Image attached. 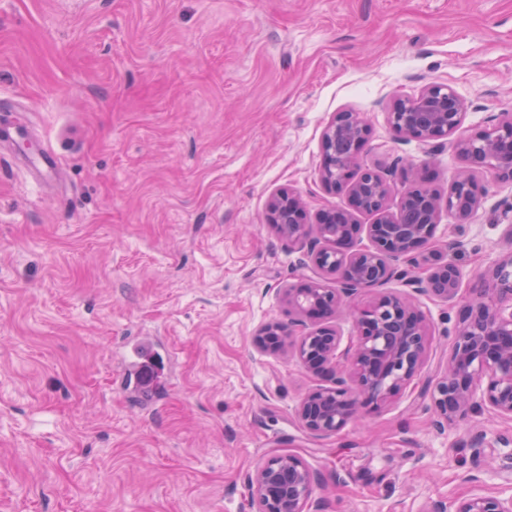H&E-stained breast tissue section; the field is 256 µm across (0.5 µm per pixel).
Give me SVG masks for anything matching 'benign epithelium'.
<instances>
[{
    "label": "benign epithelium",
    "mask_w": 512,
    "mask_h": 512,
    "mask_svg": "<svg viewBox=\"0 0 512 512\" xmlns=\"http://www.w3.org/2000/svg\"><path fill=\"white\" fill-rule=\"evenodd\" d=\"M465 109V100L453 88L432 83L414 96L394 100L387 121L397 134L423 145L447 139L470 169L512 180V113H502L489 130L460 136ZM369 133L359 113L340 112L322 135L321 183L330 192L347 188L348 208L322 209L316 223L309 224L299 196L281 192L269 204L278 232L306 247L301 268L310 275L299 287H288L285 296L300 318L315 324L305 335L293 336L280 324L268 323L255 343L264 351H292L309 371L326 380L296 406L306 431L318 437L356 421L359 404L384 403L398 394L424 363L428 327L410 298L381 292L364 308L350 300L364 288H379L406 275L400 266L407 264L418 270L407 281L416 292L454 302L463 273L436 259L428 245L441 203L457 216L459 230L483 195L474 175L461 172L450 181L446 200L414 184L401 194L398 216L391 215V183L364 166L357 149ZM361 213L374 215L373 223H358ZM336 273V287H324L323 277ZM344 309L352 312L355 336L342 350L341 336L324 320ZM477 398L512 419V252L489 271L479 296L459 309L447 369L430 389L436 415L457 424L470 422ZM246 482L254 512H314L312 492L318 477L296 454L267 459ZM453 512H512V498L474 496L459 501Z\"/></svg>",
    "instance_id": "1"
}]
</instances>
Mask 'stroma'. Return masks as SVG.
Returning <instances> with one entry per match:
<instances>
[{"label":"stroma","instance_id":"1","mask_svg":"<svg viewBox=\"0 0 512 512\" xmlns=\"http://www.w3.org/2000/svg\"><path fill=\"white\" fill-rule=\"evenodd\" d=\"M431 83L465 100L464 134L512 113V0H0V512H253L246 475L294 452L322 512L511 497L512 420L436 424L456 307L387 283L426 318L424 365L328 437L296 415L321 377L254 341L302 281L271 197L348 205L320 181L336 113L367 119L391 212L412 165L447 195L463 160L386 118ZM479 181L464 234L445 210L434 230L458 304L512 251V182ZM141 340L153 394L122 381Z\"/></svg>","mask_w":512,"mask_h":512}]
</instances>
